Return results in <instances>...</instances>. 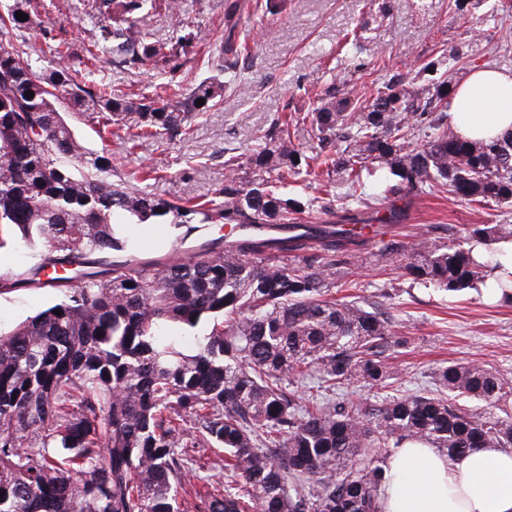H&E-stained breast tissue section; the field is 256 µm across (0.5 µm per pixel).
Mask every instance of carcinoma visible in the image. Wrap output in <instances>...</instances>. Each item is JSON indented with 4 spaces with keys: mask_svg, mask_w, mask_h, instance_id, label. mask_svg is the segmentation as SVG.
<instances>
[{
    "mask_svg": "<svg viewBox=\"0 0 512 512\" xmlns=\"http://www.w3.org/2000/svg\"><path fill=\"white\" fill-rule=\"evenodd\" d=\"M178 7L92 0L105 21L93 60L108 53L127 70L162 63L161 92L136 99L106 84L88 89L87 67L73 62L65 41L43 67L25 49L32 19L16 18L31 14L32 0L0 14V251L29 253L4 282L59 295L0 331V512H380L393 448L424 442L450 457L512 448L511 373L454 363L435 373V392L392 395L390 318L329 298L336 269L363 246L362 229L401 221L402 211L380 208L389 198L442 188L512 206V133L489 141L455 134V84L432 77L440 61L431 58L415 69L386 68L369 93L331 86L316 98L319 164L278 119L250 159L253 179L238 177L231 156L224 186L207 202L138 189L152 177L143 168L115 183L109 155L76 138L56 101L161 146L241 86L243 14L278 11L275 0H224V39L208 51L215 74L184 89L179 59L200 30L187 28L169 46L140 27L144 16ZM427 76V88L415 87ZM374 167L395 178L373 193L378 206H338V195L323 205L331 219L310 227L295 221L302 202L273 185L304 172L329 189L342 179L357 199ZM117 212L135 224L162 219L182 243L212 224L261 233L138 260L127 229L112 222ZM505 239L512 224H472L448 246L389 240L380 250L395 256L402 276L459 292L501 268L494 244ZM312 372L318 382L307 396L289 389ZM356 383L378 403L353 397ZM458 398L500 414L462 408ZM197 448L216 450L233 480L193 486Z\"/></svg>",
    "mask_w": 512,
    "mask_h": 512,
    "instance_id": "cac0c4a2",
    "label": "carcinoma"
}]
</instances>
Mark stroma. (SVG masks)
I'll return each mask as SVG.
<instances>
[{
  "instance_id": "obj_1",
  "label": "stroma",
  "mask_w": 512,
  "mask_h": 512,
  "mask_svg": "<svg viewBox=\"0 0 512 512\" xmlns=\"http://www.w3.org/2000/svg\"><path fill=\"white\" fill-rule=\"evenodd\" d=\"M40 2L28 34L30 52L50 57L51 48L40 34L49 28L70 44L75 55H84L96 32L87 0ZM388 3L389 10L382 12L373 0H284L277 15L244 17L248 37L241 90L225 93L222 102L196 119L189 137L162 147L124 135H100L67 103H58L57 108L87 148L109 154L114 177L133 168H150L156 178L141 183L142 191L166 199L203 201L223 187L229 156L237 157L241 177L250 178L248 159L278 116L289 115L291 141L315 156L317 138L306 114L314 96L327 86L360 92L381 77L384 67L413 68L432 57L444 61L449 49L464 41L471 47L464 64L453 69L455 81L478 67L512 73V12L492 17L482 6L465 17L451 10L448 0ZM223 14L224 0H180L177 14L146 16L142 27L172 45L183 25L200 24V41L182 57L184 72L195 82L210 74L205 59L210 45L224 35ZM356 34L363 37V57L369 64L365 70L357 69L344 50ZM162 78L157 65L128 71L108 59L91 65L88 76L90 83L107 84L132 96L150 92ZM279 190L303 200L301 223L324 221L322 187L291 177ZM396 206L403 218L392 238L406 244L421 236L443 245L449 229L480 224L494 215L512 224V208L493 215L483 205L447 193L400 200ZM335 282L333 296L378 305L392 318L395 334L405 338V346L389 354L399 375L394 395L432 389L434 371L451 362L512 371V304L487 300L481 287L453 294L400 278L395 261L379 255L372 242ZM53 301L50 289L0 290V329L11 328Z\"/></svg>"
}]
</instances>
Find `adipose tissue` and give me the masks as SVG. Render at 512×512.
Wrapping results in <instances>:
<instances>
[{
  "label": "adipose tissue",
  "instance_id": "adipose-tissue-1",
  "mask_svg": "<svg viewBox=\"0 0 512 512\" xmlns=\"http://www.w3.org/2000/svg\"><path fill=\"white\" fill-rule=\"evenodd\" d=\"M449 114L456 133L468 139L512 131V76L471 71ZM381 512H512V448L454 457L420 443L395 449L384 471Z\"/></svg>",
  "mask_w": 512,
  "mask_h": 512
}]
</instances>
